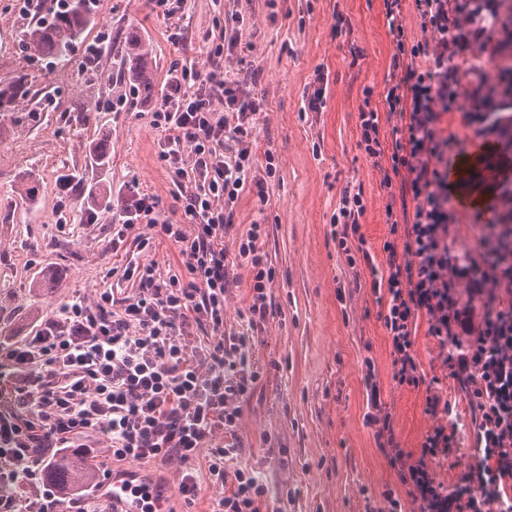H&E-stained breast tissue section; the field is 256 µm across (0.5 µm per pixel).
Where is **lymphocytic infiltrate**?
<instances>
[{"mask_svg": "<svg viewBox=\"0 0 512 512\" xmlns=\"http://www.w3.org/2000/svg\"><path fill=\"white\" fill-rule=\"evenodd\" d=\"M402 2L384 0L395 42L391 66L400 78L384 109L363 100L359 146L375 159L389 155L392 174L383 185L400 176V193L413 212L405 222L391 221L381 267L360 246V194L342 191L330 235L338 249L357 253L369 266L372 292L387 296L379 318L391 338L397 385L424 382L413 336L417 320L425 319L449 376L469 397L477 461L453 489L436 483L429 463L448 456L459 431L447 403L436 393L427 397L426 410L439 422L410 455L396 439L374 371H367V422L406 489L405 498L390 490L383 497L389 512H512V225H492L481 239L480 277L461 292L470 269L451 235L448 151L455 139L441 124L456 103L455 59L482 45L485 32H461L458 0H413L438 38L408 42ZM244 25L241 11L225 12L224 31L206 61L187 56L168 73L154 124L164 133L159 158L173 174V204L164 217L157 197L133 194L112 227L113 249L135 246L121 278L136 283L137 293L122 297L109 287L92 300L75 296L10 347L15 410L0 415V457L10 462L0 473V512H114L89 488L62 508L55 487L40 482L54 458L72 449L86 453L101 441L116 461L178 465V491L189 502L201 478L231 484L210 512H260L263 502L282 512L260 473L240 463L235 438L242 405L261 377L251 350L275 313L266 288L276 276L261 250L264 225L249 226L237 254L224 247L241 196L253 192L266 205L268 180L276 174L272 151H257L264 102L252 91L258 70L243 64ZM384 112L403 122L388 149L380 140ZM160 238L176 246L182 269L163 274L139 261ZM240 265L253 274L252 300L239 315L238 331L228 333L224 299ZM200 459L201 471L195 468ZM16 484L39 485L35 502L3 494Z\"/></svg>", "mask_w": 512, "mask_h": 512, "instance_id": "obj_1", "label": "lymphocytic infiltrate"}]
</instances>
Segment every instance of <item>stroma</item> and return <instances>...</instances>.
<instances>
[{
    "instance_id": "35a3bbf8",
    "label": "stroma",
    "mask_w": 512,
    "mask_h": 512,
    "mask_svg": "<svg viewBox=\"0 0 512 512\" xmlns=\"http://www.w3.org/2000/svg\"><path fill=\"white\" fill-rule=\"evenodd\" d=\"M227 10L246 17V66L258 69L255 87L267 110L259 150H272L277 172L269 201L258 208L243 194L224 238L235 250L252 222L264 223L263 249L277 271L268 295L276 307L255 338L253 358L264 375L242 406L237 428L241 460L267 480L283 512H366L384 507V491L402 494L395 471L378 450L365 420L364 359H371L381 397L401 447L417 452L436 420L425 411V388L396 386L391 339L378 317L365 264L349 265L330 237V220L342 189L362 194L361 231L376 264H384L389 236L382 185L388 157L369 158L358 146L363 98L383 105L398 79L390 68L394 49L383 0H252ZM38 0H0V87L16 80L29 92L15 111L0 112V362L10 346L31 335L75 295L91 298L126 254L112 248V221L127 204L126 184L172 205V173L158 158L162 132L152 114L162 103L169 68L183 55L205 59L207 37L224 28L213 0H178L177 14L152 12L146 0H92L91 22L59 66L25 47L24 30L39 23ZM186 22L187 48L168 39ZM151 53L144 82L127 78V36ZM101 44L97 63L87 48ZM327 80L318 111L306 108L316 71ZM475 80L459 76V100L442 124L475 143L466 121ZM91 112L89 123L74 115ZM106 141L108 165L91 164L92 147ZM85 175L75 185L72 174ZM36 186L35 196L25 189ZM86 214L71 223L67 214ZM415 353L426 379H438L452 416L462 423L458 446L433 463L437 482L451 487L475 463L471 409L464 391L446 377L439 348L418 320ZM92 483L102 470L152 476L164 486L170 512H208L216 487L202 483L185 503L177 493V466L113 461L98 449Z\"/></svg>"
}]
</instances>
